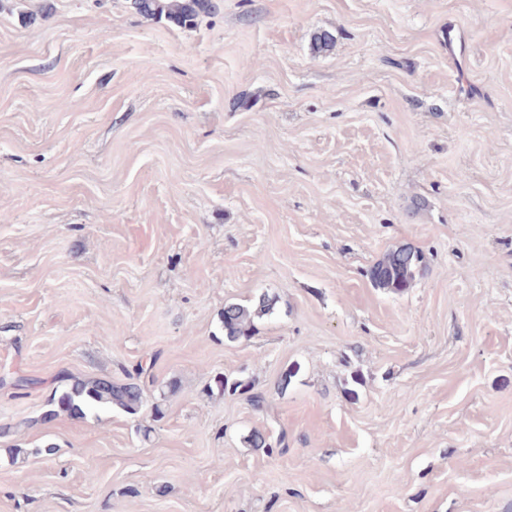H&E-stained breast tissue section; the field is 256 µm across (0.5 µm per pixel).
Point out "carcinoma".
Returning a JSON list of instances; mask_svg holds the SVG:
<instances>
[{"label": "carcinoma", "mask_w": 512, "mask_h": 512, "mask_svg": "<svg viewBox=\"0 0 512 512\" xmlns=\"http://www.w3.org/2000/svg\"><path fill=\"white\" fill-rule=\"evenodd\" d=\"M132 6L140 14L151 18H166L181 26L191 27L197 19L212 9L211 0H133ZM428 273L424 255L410 247L399 246L387 252L369 270V278L377 288L403 293L414 287L415 282ZM273 299L267 294L258 296L248 305L240 303L224 304L222 324L224 339L237 342L252 335L255 320L271 313ZM143 365L135 368V373L127 374V380L116 382L110 378H71L63 390L52 396L43 419L51 420L61 413L83 416L94 408L117 407L128 414L137 413L143 405L144 388L141 377ZM221 388L230 395H245L254 407L264 402L262 394L254 391V385L242 380H219Z\"/></svg>", "instance_id": "carcinoma-1"}]
</instances>
